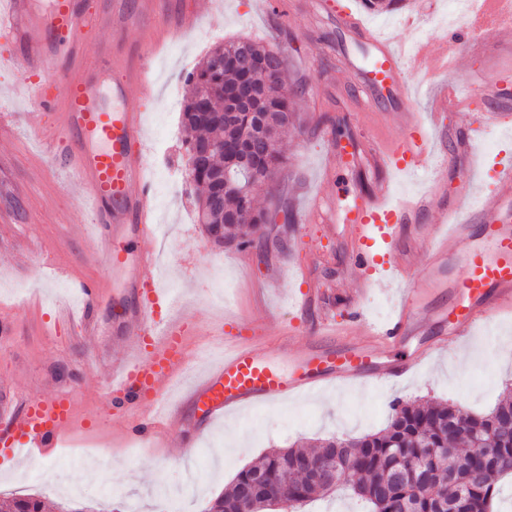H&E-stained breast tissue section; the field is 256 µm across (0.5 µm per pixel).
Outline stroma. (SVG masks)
Returning a JSON list of instances; mask_svg holds the SVG:
<instances>
[{"mask_svg": "<svg viewBox=\"0 0 512 512\" xmlns=\"http://www.w3.org/2000/svg\"><path fill=\"white\" fill-rule=\"evenodd\" d=\"M333 2L327 8L314 0L304 6L298 0H276L275 7L265 10L259 0H157L156 9L168 18L171 30L164 41L150 44L148 23L134 18L113 29H92L85 40L91 59L116 62L110 81L103 84L105 108L140 115V150L156 194L154 221L167 227L166 236L150 233L124 240L122 247L133 255L156 253L157 262L145 274L176 289L169 313L190 322L188 350L196 373L205 369L201 349L218 347L221 325L260 320L269 335H277L295 316L293 299L305 278H312L325 298L323 308L308 318L313 326L323 314L341 318L355 306L370 322L385 321L403 295L402 285L378 271L372 288L357 297L342 275L347 256L326 229L332 205L352 202L374 178L354 155L342 169L328 173V141L336 135L331 118L354 113L357 123L348 127L349 135L373 129L391 142L401 133L402 114L383 103L362 104L357 40H349L347 54L340 56L335 41L324 34L335 31L336 12L342 9L373 34L436 49L445 29L461 26L464 19L448 17V0H410L402 9L383 13L368 11L362 0ZM235 37L279 48L291 78L305 87L297 103L302 124L283 138L288 161L279 173L281 189L258 199L267 211L293 212L295 224L288 229L273 223L268 249L249 252L244 259L236 248L213 246L197 221L181 125L187 74L212 48ZM142 50L150 96L133 92L124 100L114 98L113 83L128 76L119 60ZM496 63L493 56L466 55L457 72L415 78L413 106L429 113L434 84L464 87L468 74L491 71ZM23 80L19 65L0 68V313L17 316L15 335L0 341V387L21 399L71 390L87 411L99 408L111 368L125 357L121 328L135 300L109 291L95 310L99 334L90 341L75 340L74 328L55 316L54 302L74 296L80 279L111 277L112 267L88 249L97 217L88 207L87 187L73 168L52 163L48 143L58 115L27 99ZM455 142L450 134L439 144L428 174L390 173L396 194L425 191L436 180L447 186L449 202H457L458 175L448 165ZM218 277L224 284L220 306L212 298ZM471 341L477 346L473 358L461 359L456 348L443 351L392 388L331 386L314 399L291 398L210 424L202 411L188 409L180 431L152 443L129 440L126 418L108 414L105 423L75 429L56 454L32 460L19 477L7 476L16 458L0 455V503L32 494L45 502L46 512H56L63 502L77 512H126L130 503L136 512H168L160 496L167 484L179 490V512H204L213 496L258 456L330 435L378 432L394 400L434 399L469 412H489L503 387L512 384V314L492 317ZM90 460L101 465L99 481L106 494L66 495Z\"/></svg>", "mask_w": 512, "mask_h": 512, "instance_id": "35a3bbf8", "label": "stroma"}]
</instances>
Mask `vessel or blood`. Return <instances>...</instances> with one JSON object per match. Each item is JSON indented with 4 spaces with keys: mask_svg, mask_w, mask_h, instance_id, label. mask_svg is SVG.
I'll list each match as a JSON object with an SVG mask.
<instances>
[{
    "mask_svg": "<svg viewBox=\"0 0 512 512\" xmlns=\"http://www.w3.org/2000/svg\"><path fill=\"white\" fill-rule=\"evenodd\" d=\"M109 26L107 18L90 21L77 0H53L41 18L32 14V0H0V29L6 31L19 51L18 63L28 73L48 71L54 61L72 63L66 74L67 95L61 104V122L55 147L65 149L78 175L90 190L101 226L94 250L112 265L138 302L122 333L125 360L111 370L104 401L113 411L131 416L127 431L141 441L174 431L180 423L182 405L203 404L207 420L243 409L269 406L291 396H310L336 384L375 385L399 382L417 366L416 358L389 359L391 349L406 343L418 330V310L429 307L440 293L448 304L440 308L442 327L438 340L446 348L466 340L492 313H512V162L495 170V190L482 197L477 189V160L486 131L512 117V101L500 95L498 82L472 79V95L494 100L479 125H464L459 151L465 159L461 170L465 193L454 204L438 187L407 197L397 196L385 172L400 168L408 172L427 169L433 156L432 142L415 113L403 120L398 140L377 139L366 156L368 165L381 176L352 204L337 205L334 230L347 250L350 262L344 277L357 293L372 282L371 271L384 269L390 280L406 286L396 312L375 324L363 317L335 328L331 319L321 321V341L298 343L291 332L270 341L262 327L230 325L223 336L224 357L209 374L172 402L170 386L183 379L192 367L187 352V330L181 320L149 328L155 308L171 304L172 289L143 277V267L153 265V254L132 258L120 242L145 235L155 208L152 182L145 176V163L138 153L140 122L127 112H105L98 106L101 67L84 58L79 35L90 25ZM344 31L367 44L372 64L366 72L364 90L369 99L384 95L407 102L413 85L406 74L417 62H429L424 45L402 49L394 39L365 31L362 22L343 16ZM512 29V0H483L482 8L468 23L444 33L440 67L456 71L463 53L485 47L488 29ZM431 212L435 223H419ZM411 238L427 241L426 258L413 267L404 244ZM382 254H375V242ZM107 281L83 279L79 312L62 307V320L78 326L82 338L98 334L93 306L106 294ZM359 333H352V326ZM293 365L285 374L280 364ZM76 424L75 397L58 392L36 399H17L0 391V442L25 440L29 449L52 454L62 446Z\"/></svg>",
    "mask_w": 512,
    "mask_h": 512,
    "instance_id": "vessel-or-blood-1",
    "label": "vessel or blood"
}]
</instances>
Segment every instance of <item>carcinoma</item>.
I'll return each mask as SVG.
<instances>
[{
  "label": "carcinoma",
  "instance_id": "1",
  "mask_svg": "<svg viewBox=\"0 0 512 512\" xmlns=\"http://www.w3.org/2000/svg\"><path fill=\"white\" fill-rule=\"evenodd\" d=\"M372 12L405 6L404 0H364ZM276 48L249 39L231 40L212 50L188 77L189 91L182 112L187 152L194 154L189 182L195 185L198 220L216 246L239 250L261 249L268 243L270 213L256 209L260 189L270 193L278 186L279 171L287 162L280 148L282 134L300 123L294 99L305 93L297 84L283 94L286 66ZM249 56V66L238 65V56ZM247 82L265 88L253 111L261 115L269 143L252 169L236 161L237 148L252 138L256 117L233 112L225 91ZM512 393L488 413L470 414L448 403L431 401L392 404L388 425L360 437L317 440L302 448H276L233 478L224 493L205 512H240L244 491L252 480L264 479L274 494L299 496L300 503L347 490L368 502L373 512H493L500 494V478L512 473ZM494 433L492 453L476 456L462 448L476 434ZM402 456L404 477L393 478L392 450ZM347 463L336 481L314 477L312 468ZM422 471L427 480L410 477ZM3 512H44L43 501L33 495L15 497L0 505Z\"/></svg>",
  "mask_w": 512,
  "mask_h": 512
}]
</instances>
